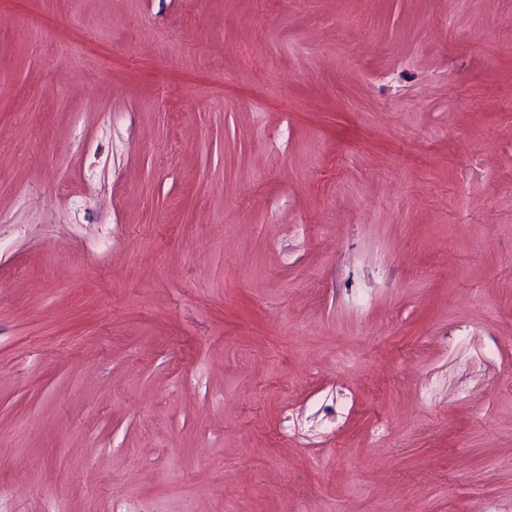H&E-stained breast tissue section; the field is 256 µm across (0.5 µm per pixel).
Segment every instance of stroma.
<instances>
[{
  "label": "stroma",
  "mask_w": 512,
  "mask_h": 512,
  "mask_svg": "<svg viewBox=\"0 0 512 512\" xmlns=\"http://www.w3.org/2000/svg\"><path fill=\"white\" fill-rule=\"evenodd\" d=\"M510 23L0 0V512H512Z\"/></svg>",
  "instance_id": "obj_1"
}]
</instances>
